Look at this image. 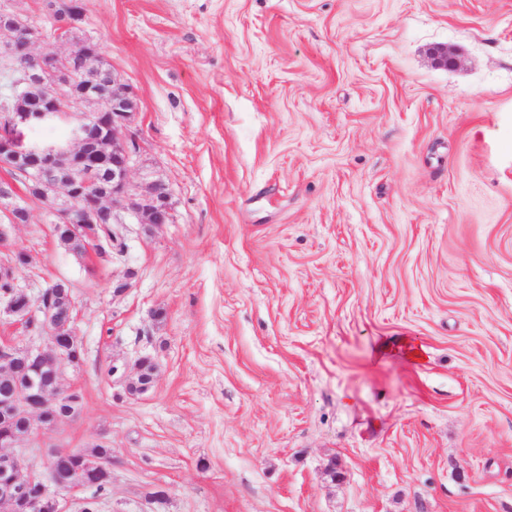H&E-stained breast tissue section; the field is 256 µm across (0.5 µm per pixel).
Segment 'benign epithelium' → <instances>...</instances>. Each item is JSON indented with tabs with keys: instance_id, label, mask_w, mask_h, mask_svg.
Returning <instances> with one entry per match:
<instances>
[{
	"instance_id": "benign-epithelium-1",
	"label": "benign epithelium",
	"mask_w": 512,
	"mask_h": 512,
	"mask_svg": "<svg viewBox=\"0 0 512 512\" xmlns=\"http://www.w3.org/2000/svg\"><path fill=\"white\" fill-rule=\"evenodd\" d=\"M25 17L0 6V63L12 66L15 81L0 109V163L19 164L28 177V187L37 199L47 204L53 216L56 236L79 234V225L169 224L172 221L171 195L160 181L137 186L130 179L139 146L128 133L134 101L117 74H112V96L97 90H75L79 82L73 74V56L86 46L74 43L66 52L32 53L34 33L24 29ZM434 62L453 67L457 58L443 46L430 50ZM78 103L88 112L74 113ZM55 112L73 118V126L62 146H38L27 143L23 132L44 123ZM0 196L12 199L0 205V242L11 229L28 222V208L15 200L11 188L1 187ZM20 264L12 259L0 264V285L7 292L0 298V316L18 322H30L28 332L35 339L22 345L1 344L0 362L8 369L14 357L22 355L25 366L37 373L48 370L57 380L55 392L41 394L30 381L12 393L4 405L5 414L26 423L28 432L45 428L42 411L54 404L73 402L62 389L67 369L80 363L72 330L73 299L68 296L54 303L40 293L32 302L16 277ZM20 436L12 431L0 433V509L3 512H63L58 495L25 466L13 451ZM53 484L60 490L74 491L93 486L90 477L111 474L112 455L81 451L51 450L42 458ZM28 475H23V472Z\"/></svg>"
}]
</instances>
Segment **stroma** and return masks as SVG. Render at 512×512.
<instances>
[{
	"label": "stroma",
	"instance_id": "1",
	"mask_svg": "<svg viewBox=\"0 0 512 512\" xmlns=\"http://www.w3.org/2000/svg\"><path fill=\"white\" fill-rule=\"evenodd\" d=\"M81 3L173 220L77 256L28 200L84 401L19 452L109 443L98 512H512V0ZM143 358H144V362L141 366V372H140V360H138L136 363V377L131 382V384L137 385L138 380L141 376L142 380L140 381V384H142L143 386L140 388H135V389H131L127 386V391L129 394H132V395L143 394V393L147 392L152 385L153 377L155 375L154 372L156 371L157 366L153 359H151L149 357H143Z\"/></svg>",
	"mask_w": 512,
	"mask_h": 512
}]
</instances>
